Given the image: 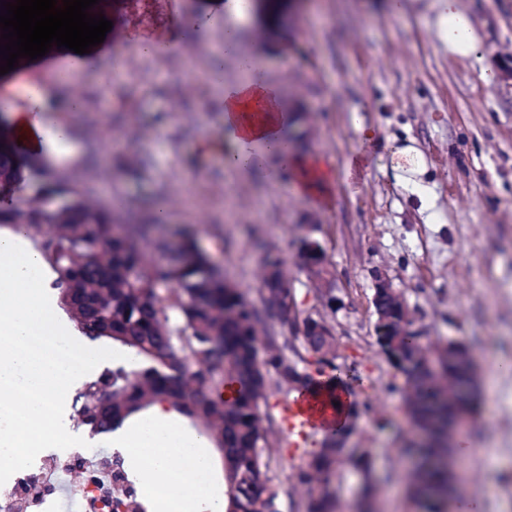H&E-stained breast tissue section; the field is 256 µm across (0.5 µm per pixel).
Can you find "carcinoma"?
Instances as JSON below:
<instances>
[{
	"label": "carcinoma",
	"mask_w": 512,
	"mask_h": 512,
	"mask_svg": "<svg viewBox=\"0 0 512 512\" xmlns=\"http://www.w3.org/2000/svg\"><path fill=\"white\" fill-rule=\"evenodd\" d=\"M27 171L31 163L15 155L11 140H1L0 224L24 226L58 273L54 286L61 298L80 296L93 311L74 320L83 336L110 339L136 357L129 365L105 369L76 394L72 407L78 423L96 432L112 430L132 413L164 401L201 427L221 452L225 512H279L278 491L268 486L270 446L260 407L275 391H305L316 376L338 370L332 326L316 308L297 302L292 322L273 309L276 294L296 299L279 258H267L275 270L260 289L261 314L193 240L174 248L149 238L150 224L139 218L116 224L111 208L75 185L46 180L33 196L14 202ZM55 194L67 195L69 202L48 214L44 196ZM149 247L167 259L152 262ZM303 314L322 323L321 335L300 327ZM378 343L406 378L405 401L415 424L446 421L467 409L470 400L461 389L475 388L473 355L450 365L448 349L431 348L412 330L380 336ZM231 382L239 385L237 396L221 398ZM107 393L112 394V423L105 426L96 401ZM348 435L347 429L329 437L294 474L295 485L308 488L304 512H331L336 497L329 485L344 467L369 473L367 455L348 453ZM447 453L446 448L419 449L420 468L407 474L429 512L448 493V468L442 462Z\"/></svg>",
	"instance_id": "cac0c4a2"
}]
</instances>
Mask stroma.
I'll list each match as a JSON object with an SVG mask.
<instances>
[{
    "mask_svg": "<svg viewBox=\"0 0 512 512\" xmlns=\"http://www.w3.org/2000/svg\"><path fill=\"white\" fill-rule=\"evenodd\" d=\"M483 44L491 70L512 62V0H460ZM322 15L292 10L256 21L242 39L265 55L267 78L299 115L290 133L297 150L325 157L336 180L323 203L295 194L288 181L263 171L231 173L210 149L223 130L222 89L240 78L234 58L221 80L210 76L221 47L224 12L212 0H131L113 16L112 41L127 36L177 41V51L149 58L129 52L136 75L75 72L69 84L44 75L63 104L73 90L84 111L58 109L80 146L77 161H43L45 175H62L91 189L116 212L166 208L161 235L193 231L200 249L258 302L265 248L277 250L298 300L316 301L338 343L336 363L363 378L348 447L368 454L377 482V512H418L404 490L405 452L419 440L404 404L405 378L381 351L372 304L374 271H382L407 303L412 328L436 347L460 341L477 374L493 389L476 400L459 437L469 446L459 466L463 496L483 512H512V83L485 85L469 60L434 37L432 0H405L391 16L385 0H321ZM213 12L204 30L186 25L195 12ZM197 48L192 81H184L183 46ZM384 135L414 146L425 158L422 201L396 186L382 163L349 171L357 148L352 115ZM95 167H88V155ZM321 247L332 273L329 298L302 267L304 241ZM289 400L272 394L268 418L274 459L268 472L280 512H296L303 491L293 475L321 447L290 444L279 420Z\"/></svg>",
    "mask_w": 512,
    "mask_h": 512,
    "instance_id": "35a3bbf8",
    "label": "stroma"
}]
</instances>
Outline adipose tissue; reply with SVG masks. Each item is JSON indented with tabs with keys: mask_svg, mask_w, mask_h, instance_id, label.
<instances>
[{
	"mask_svg": "<svg viewBox=\"0 0 512 512\" xmlns=\"http://www.w3.org/2000/svg\"><path fill=\"white\" fill-rule=\"evenodd\" d=\"M436 12L438 41L449 53L479 65L480 79L492 83V74L482 66V46L459 0H437ZM251 14L248 0H224L220 54L236 59L242 77L224 90V130L214 147L223 153L226 170L261 169L273 180L287 172L297 194L321 199L333 170L321 157L291 145L287 129L293 114L285 107L279 87L265 76L261 59L241 47V32ZM35 67L28 61L0 75V115L27 158L76 160L80 148L72 128L51 117L49 90L30 77ZM386 159L398 184L417 197L426 196L428 188L421 180L426 162L416 148L388 144ZM49 274L28 233L14 227L0 230V406L18 391L45 394L53 404L52 413H45L36 402L28 412L39 422L38 440L52 444L72 437L63 409L70 386L90 376L112 353L68 333L58 317L59 295L45 289ZM35 335L55 337V352L28 349L27 341ZM74 350L82 357L76 365L66 361ZM210 448L205 435L177 420L162 401L126 418L112 432V450L138 480L150 512H172L176 506L181 512H223L225 495L216 483H208L198 493L187 489L197 473L211 471Z\"/></svg>",
	"mask_w": 512,
	"mask_h": 512,
	"instance_id": "1",
	"label": "adipose tissue"
}]
</instances>
